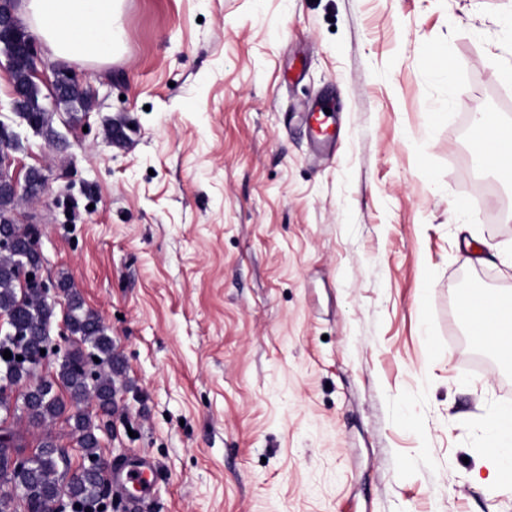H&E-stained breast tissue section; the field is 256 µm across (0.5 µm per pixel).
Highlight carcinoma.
Here are the masks:
<instances>
[{
    "instance_id": "1",
    "label": "carcinoma",
    "mask_w": 512,
    "mask_h": 512,
    "mask_svg": "<svg viewBox=\"0 0 512 512\" xmlns=\"http://www.w3.org/2000/svg\"><path fill=\"white\" fill-rule=\"evenodd\" d=\"M12 78L23 92L21 112L24 120L35 119L47 139L56 132L51 112L43 103L38 85L29 78V57L12 54L8 59ZM64 106L72 119L92 107V95L83 86L62 91L56 106ZM18 147L17 134L0 121V154ZM10 238L14 246L0 252V311L8 318V330L0 333V512H101L99 476L86 473L79 480L66 478L68 455L62 453L47 428L65 415L84 458L99 457L101 417L112 413L114 389L112 373L122 367L113 353L112 337L101 318L84 307L80 294L61 284L67 292L65 317L70 335L76 337L75 347L66 351L58 361L56 375L51 379H35L29 358L40 350H49L52 340L49 328L55 317L56 304L38 288H25L21 275L29 265L40 262L34 246L37 235L33 224H1L0 234ZM11 358H3L4 351ZM97 358L95 376H87L84 365ZM26 387L23 401L14 400V389ZM67 390L64 401L55 390ZM24 419L28 425L43 430L35 452L26 451L20 435L8 421Z\"/></svg>"
}]
</instances>
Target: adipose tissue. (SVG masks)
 I'll return each instance as SVG.
<instances>
[{"mask_svg": "<svg viewBox=\"0 0 512 512\" xmlns=\"http://www.w3.org/2000/svg\"><path fill=\"white\" fill-rule=\"evenodd\" d=\"M119 0H26L24 18L31 30L51 48L54 59L91 62L112 59L122 33L115 25ZM474 125L482 134L472 149L479 163L502 176L512 175V123L490 125L485 113H476ZM460 306L473 315V334L497 357L512 362V292L467 295ZM493 453L486 462L482 483L512 488V405L493 414Z\"/></svg>", "mask_w": 512, "mask_h": 512, "instance_id": "adipose-tissue-1", "label": "adipose tissue"}]
</instances>
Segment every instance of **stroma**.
<instances>
[{
  "instance_id": "1",
  "label": "stroma",
  "mask_w": 512,
  "mask_h": 512,
  "mask_svg": "<svg viewBox=\"0 0 512 512\" xmlns=\"http://www.w3.org/2000/svg\"><path fill=\"white\" fill-rule=\"evenodd\" d=\"M95 107L55 142L10 109L18 209L123 371L100 453L151 512H512L473 475L512 367L461 296L512 290V187L471 117L512 119V0H122ZM328 101L318 155L302 118ZM124 138H106L107 124Z\"/></svg>"
}]
</instances>
